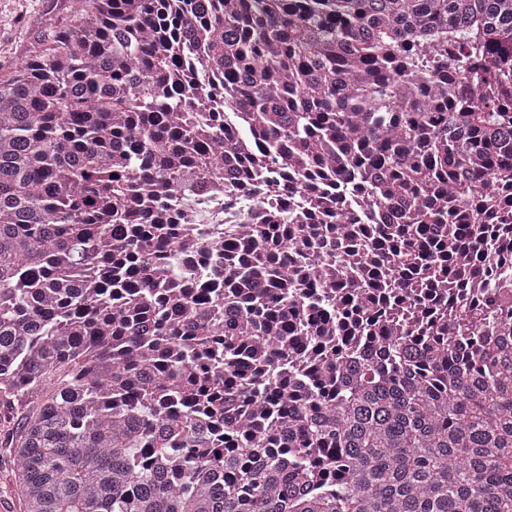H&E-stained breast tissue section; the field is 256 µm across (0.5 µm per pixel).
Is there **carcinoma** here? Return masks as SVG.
<instances>
[{
    "mask_svg": "<svg viewBox=\"0 0 512 512\" xmlns=\"http://www.w3.org/2000/svg\"><path fill=\"white\" fill-rule=\"evenodd\" d=\"M76 2L0 79L23 512H512V0Z\"/></svg>",
    "mask_w": 512,
    "mask_h": 512,
    "instance_id": "obj_1",
    "label": "carcinoma"
}]
</instances>
